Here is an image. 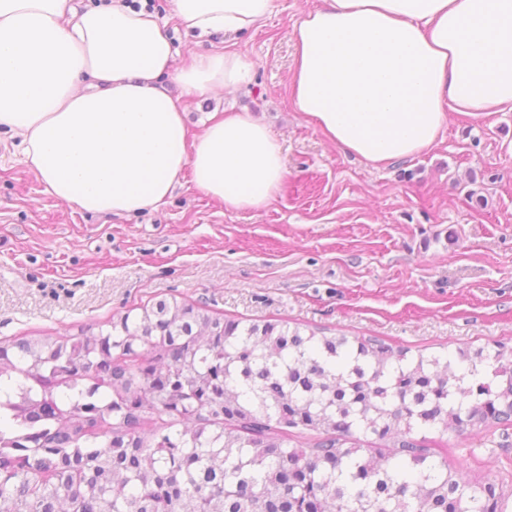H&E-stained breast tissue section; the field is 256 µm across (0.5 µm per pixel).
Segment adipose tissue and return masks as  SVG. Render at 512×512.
Segmentation results:
<instances>
[{"mask_svg":"<svg viewBox=\"0 0 512 512\" xmlns=\"http://www.w3.org/2000/svg\"><path fill=\"white\" fill-rule=\"evenodd\" d=\"M185 37L257 27L273 0H172ZM289 101L345 153L379 168L429 151L452 112L512 109V0H321L293 27ZM177 54L158 16L125 0H0V137L46 193L91 215L154 209L184 173L203 196L259 210L288 170L249 112L187 133L183 95L249 82L238 50ZM182 96L167 94L162 78Z\"/></svg>","mask_w":512,"mask_h":512,"instance_id":"ef3b65f1","label":"adipose tissue"}]
</instances>
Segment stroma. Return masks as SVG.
<instances>
[{
  "mask_svg": "<svg viewBox=\"0 0 512 512\" xmlns=\"http://www.w3.org/2000/svg\"><path fill=\"white\" fill-rule=\"evenodd\" d=\"M318 3L273 0L236 40L252 82L185 100L190 133L234 110L282 138L288 178L264 209L225 210L186 177L155 210L83 215L45 193L16 141L0 142V344L76 336L177 300L425 354L512 346V110L449 113L430 151L365 166L288 101L289 33ZM414 437L449 470L494 483L512 512V423Z\"/></svg>",
  "mask_w": 512,
  "mask_h": 512,
  "instance_id": "35a3bbf8",
  "label": "stroma"
}]
</instances>
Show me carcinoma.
<instances>
[{"label":"carcinoma","instance_id":"carcinoma-1","mask_svg":"<svg viewBox=\"0 0 512 512\" xmlns=\"http://www.w3.org/2000/svg\"><path fill=\"white\" fill-rule=\"evenodd\" d=\"M503 353L412 354L176 301L1 345L0 512H499L496 485L473 486L411 434L499 421ZM35 423L41 438L19 445ZM294 429L321 440L290 448Z\"/></svg>","mask_w":512,"mask_h":512}]
</instances>
